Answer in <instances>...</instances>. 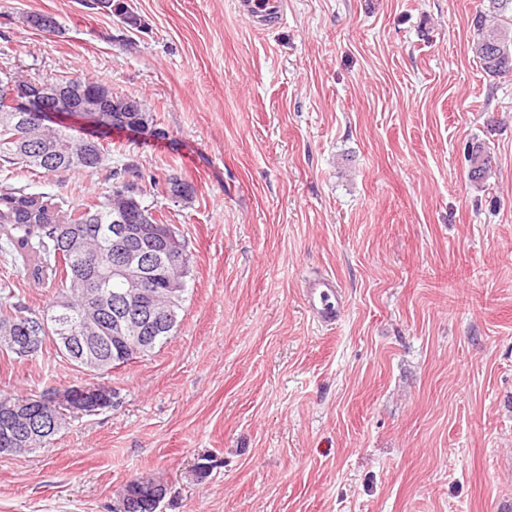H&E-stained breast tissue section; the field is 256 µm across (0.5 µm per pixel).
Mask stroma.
Masks as SVG:
<instances>
[{
	"mask_svg": "<svg viewBox=\"0 0 512 512\" xmlns=\"http://www.w3.org/2000/svg\"><path fill=\"white\" fill-rule=\"evenodd\" d=\"M0 0V70L142 100L109 168L0 185L79 207L125 162L191 254L171 336L115 369L112 405L0 455V512H111L162 477L158 512H512V75L470 50L483 0ZM53 17L47 33L26 24ZM493 157L468 178L467 143ZM190 183L172 202L160 183ZM338 281L321 327L303 292ZM50 292L0 255V285ZM52 344L0 350V395L96 383ZM283 0H240L239 7L243 14L259 24V30H266L283 16ZM166 487L152 475H142L129 480L123 488L119 501L127 502L133 496L143 500V504L154 512L165 497Z\"/></svg>",
	"mask_w": 512,
	"mask_h": 512,
	"instance_id": "stroma-1",
	"label": "stroma"
}]
</instances>
